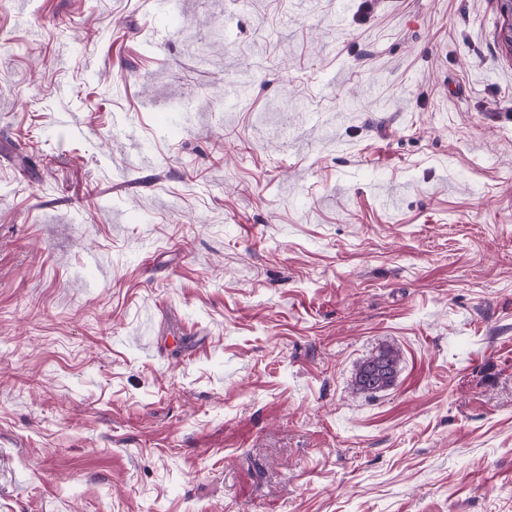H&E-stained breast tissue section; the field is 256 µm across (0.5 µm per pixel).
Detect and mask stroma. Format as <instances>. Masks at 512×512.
I'll list each match as a JSON object with an SVG mask.
<instances>
[{
  "mask_svg": "<svg viewBox=\"0 0 512 512\" xmlns=\"http://www.w3.org/2000/svg\"><path fill=\"white\" fill-rule=\"evenodd\" d=\"M500 23L0 0V512H512ZM400 360V353L394 347H384L376 353L371 354L358 367L355 374L354 386L356 391L373 394L388 388L394 382L397 366ZM383 365L387 368L384 382L377 388H373L370 376L376 366Z\"/></svg>",
  "mask_w": 512,
  "mask_h": 512,
  "instance_id": "35a3bbf8",
  "label": "stroma"
}]
</instances>
